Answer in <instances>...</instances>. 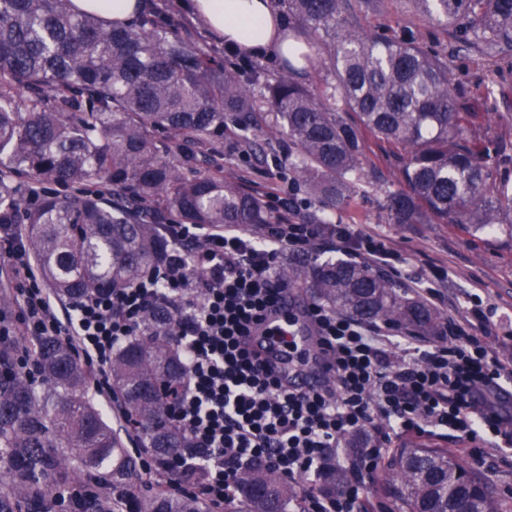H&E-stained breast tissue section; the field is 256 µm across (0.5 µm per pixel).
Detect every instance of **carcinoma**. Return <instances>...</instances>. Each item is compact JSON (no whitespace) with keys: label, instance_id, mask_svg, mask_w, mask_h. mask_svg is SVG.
<instances>
[{"label":"carcinoma","instance_id":"carcinoma-1","mask_svg":"<svg viewBox=\"0 0 512 512\" xmlns=\"http://www.w3.org/2000/svg\"><path fill=\"white\" fill-rule=\"evenodd\" d=\"M288 37L306 44L286 69L228 68L224 59L179 36L171 6L148 0L135 19L114 24L79 13L72 0H0V221L24 224L25 238L57 297L78 301L118 293L168 253L164 224L259 227L279 223L265 199L224 176V131L250 139L276 116L296 185L319 210H345L368 185L364 142L398 150L400 187L385 192L388 224H456L512 235V176L473 131L482 112L505 98L499 71L470 94L451 82L461 53L512 59V0H414L446 30L451 52L401 37H380L341 21L349 0H281ZM262 85L263 97L255 86ZM210 145L212 165L196 169L195 148ZM29 180L26 199L18 178ZM328 309L414 336H439L440 312L389 276L352 260L294 261L281 268ZM177 319L158 304L112 354V388L141 443L158 460L191 447L169 415L188 384ZM35 373H17L10 344L0 348V512H52V492L109 484L132 496L135 512H202L173 494H138L137 464L88 396L89 378L71 348L47 336L31 346ZM391 482L402 512H507L488 477L446 448L405 443ZM344 476L328 465L322 491ZM248 512H288L299 490L267 467L243 472ZM80 509L113 512L100 492Z\"/></svg>","mask_w":512,"mask_h":512}]
</instances>
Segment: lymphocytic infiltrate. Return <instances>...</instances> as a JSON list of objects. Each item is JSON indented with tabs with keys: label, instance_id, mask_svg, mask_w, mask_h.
<instances>
[{
	"label": "lymphocytic infiltrate",
	"instance_id": "lymphocytic-infiltrate-1",
	"mask_svg": "<svg viewBox=\"0 0 512 512\" xmlns=\"http://www.w3.org/2000/svg\"><path fill=\"white\" fill-rule=\"evenodd\" d=\"M282 223L264 235L240 229L165 227L170 248L161 265L129 288L60 308L42 288L17 225L0 226V258L18 282L23 333L66 341L87 367L96 392L112 395V353L136 334L143 312L164 302L178 312L177 336L189 369L188 387L170 405L192 446L164 462L138 449L139 466L177 495L224 512L237 476L261 464L285 480L321 473L348 438L376 426L377 435L345 468L336 494L303 492L299 512H363L362 479L373 474L390 436L453 432L469 442L512 446V423L484 395L504 375L486 340L491 308L472 294L463 319H448L450 340L424 348L379 328L311 304L307 316L329 373L316 391L290 389L273 377L246 336L261 314L288 291L277 272L280 249L333 248L392 268L397 251L382 237L347 224H311L300 204L278 203Z\"/></svg>",
	"mask_w": 512,
	"mask_h": 512
}]
</instances>
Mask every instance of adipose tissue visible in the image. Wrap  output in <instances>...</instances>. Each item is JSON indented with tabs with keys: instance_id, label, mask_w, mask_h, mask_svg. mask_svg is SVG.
<instances>
[{
	"instance_id": "ef3b65f1",
	"label": "adipose tissue",
	"mask_w": 512,
	"mask_h": 512,
	"mask_svg": "<svg viewBox=\"0 0 512 512\" xmlns=\"http://www.w3.org/2000/svg\"><path fill=\"white\" fill-rule=\"evenodd\" d=\"M208 29L232 47L252 55L284 57L287 37L271 0H194Z\"/></svg>"
}]
</instances>
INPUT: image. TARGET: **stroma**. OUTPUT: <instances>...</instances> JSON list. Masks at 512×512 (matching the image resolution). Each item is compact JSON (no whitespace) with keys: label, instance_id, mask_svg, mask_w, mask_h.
Here are the masks:
<instances>
[{"label":"stroma","instance_id":"35a3bbf8","mask_svg":"<svg viewBox=\"0 0 512 512\" xmlns=\"http://www.w3.org/2000/svg\"><path fill=\"white\" fill-rule=\"evenodd\" d=\"M350 19L377 35L405 29L423 44L449 42L447 34L423 19L412 0H383L375 11L354 9ZM365 154L366 171L374 186L357 207L332 215V223L350 224L355 230L390 242L400 258L397 281L410 295L426 297V276L436 269L443 271L438 286L442 295L440 312L453 313L455 304L472 293L490 303L494 322L490 345L494 356L512 369V237L495 230L474 234L454 224L385 223L381 203L385 190L397 187L400 162L388 143L372 138L365 142ZM223 163L225 172L264 199L291 195L304 203L309 200L294 184L286 152L267 128L256 129L247 145L238 142L232 133H225ZM427 441L449 449L466 465L483 471L503 499L512 502V450L483 448L450 435H431Z\"/></svg>","mask_w":512,"mask_h":512}]
</instances>
